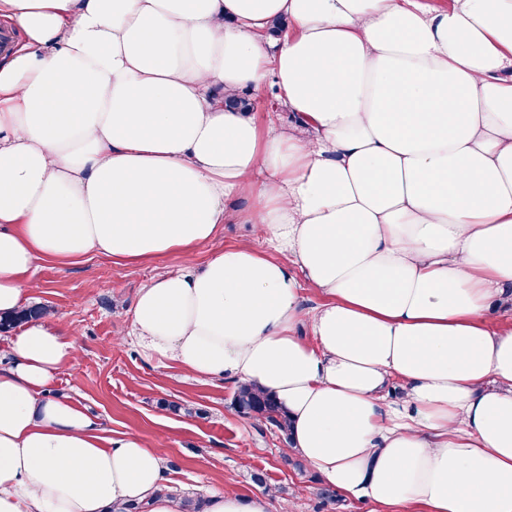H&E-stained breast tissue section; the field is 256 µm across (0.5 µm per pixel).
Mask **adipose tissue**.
Here are the masks:
<instances>
[{
  "mask_svg": "<svg viewBox=\"0 0 512 512\" xmlns=\"http://www.w3.org/2000/svg\"><path fill=\"white\" fill-rule=\"evenodd\" d=\"M0 16L27 37L0 64V313L42 259L180 254L132 310L145 354L274 394L331 487L512 512V327L486 325L512 296V0H0ZM270 76L297 124L225 109ZM243 190L254 206L226 209ZM234 220L270 254L195 265ZM7 352L0 512H182L157 449L46 396L77 355L65 325L29 321Z\"/></svg>",
  "mask_w": 512,
  "mask_h": 512,
  "instance_id": "obj_1",
  "label": "adipose tissue"
}]
</instances>
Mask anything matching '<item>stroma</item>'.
Returning a JSON list of instances; mask_svg holds the SVG:
<instances>
[{
	"label": "stroma",
	"mask_w": 512,
	"mask_h": 512,
	"mask_svg": "<svg viewBox=\"0 0 512 512\" xmlns=\"http://www.w3.org/2000/svg\"><path fill=\"white\" fill-rule=\"evenodd\" d=\"M244 242L261 253L269 251L252 225L231 223L196 247L194 261L203 264L214 252ZM180 264L177 254L128 261L89 253L68 262L38 261L31 299L47 306L48 320L66 324L78 348L49 395L71 398L101 425L104 436L134 432L146 446L159 447L166 463L164 493L201 500L222 490L252 497L268 487L275 491L269 512H280L285 502L293 512H382L368 500L345 494L336 502H323L319 475L288 462L287 438L236 412L237 380L199 378L170 362L145 357L127 340L139 289ZM173 403L199 414L174 413L169 409ZM257 472L264 475V484L253 482Z\"/></svg>",
	"instance_id": "1"
}]
</instances>
